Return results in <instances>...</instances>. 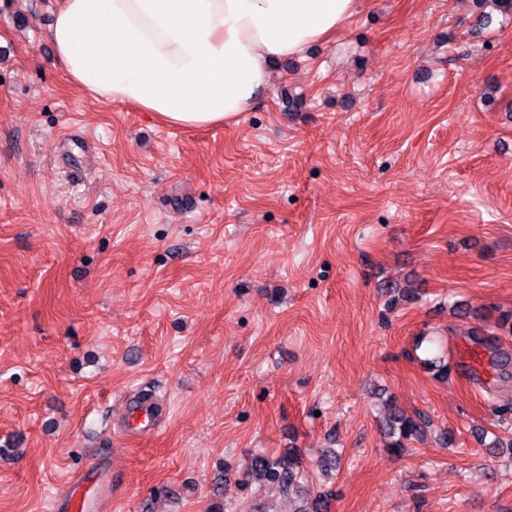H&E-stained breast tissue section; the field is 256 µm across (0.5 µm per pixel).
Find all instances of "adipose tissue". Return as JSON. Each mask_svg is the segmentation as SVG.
I'll list each match as a JSON object with an SVG mask.
<instances>
[{
	"instance_id": "ef3b65f1",
	"label": "adipose tissue",
	"mask_w": 512,
	"mask_h": 512,
	"mask_svg": "<svg viewBox=\"0 0 512 512\" xmlns=\"http://www.w3.org/2000/svg\"><path fill=\"white\" fill-rule=\"evenodd\" d=\"M363 0H56L50 39L71 82L177 128L223 125L275 59L335 38Z\"/></svg>"
}]
</instances>
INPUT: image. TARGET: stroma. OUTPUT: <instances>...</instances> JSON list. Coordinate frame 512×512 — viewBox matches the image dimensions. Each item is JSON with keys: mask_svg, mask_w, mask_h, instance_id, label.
<instances>
[{"mask_svg": "<svg viewBox=\"0 0 512 512\" xmlns=\"http://www.w3.org/2000/svg\"><path fill=\"white\" fill-rule=\"evenodd\" d=\"M53 7L0 0V512L104 458L110 512H295L243 484L290 447L331 512H512L485 449L512 368L476 342L512 310V14L365 0L237 122L181 130L76 88ZM131 388L153 435L118 432ZM396 408L431 422L399 455Z\"/></svg>", "mask_w": 512, "mask_h": 512, "instance_id": "1", "label": "stroma"}]
</instances>
